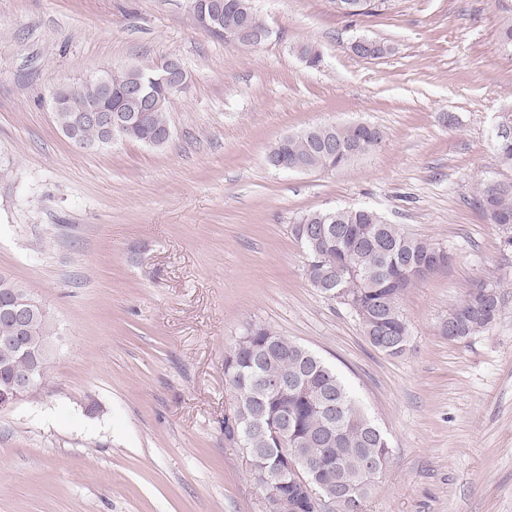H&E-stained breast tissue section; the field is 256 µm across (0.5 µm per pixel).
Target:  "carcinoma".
<instances>
[{
	"label": "carcinoma",
	"mask_w": 512,
	"mask_h": 512,
	"mask_svg": "<svg viewBox=\"0 0 512 512\" xmlns=\"http://www.w3.org/2000/svg\"><path fill=\"white\" fill-rule=\"evenodd\" d=\"M220 22L203 30L225 36L229 29H243L238 40L244 47L259 46L271 32L253 7V0H225ZM388 0H330L345 17L374 15ZM502 13L500 40L512 47V0H496ZM157 63L145 61L128 70V82L154 89L151 107L141 98L121 100L124 111L135 116L123 132L124 139L149 145L171 126L174 97L155 85ZM70 101L71 111L55 115L57 125L67 123L71 112L102 100L101 86L93 79L78 78L59 85ZM382 141L375 127L356 139L348 126H317L284 136L267 153L275 168L295 167L302 172L340 171L368 155ZM500 166L512 169V137L491 139ZM475 206L488 216L512 249V180L480 183ZM306 258L304 271L310 284L329 298L348 307L359 320L364 335L380 352L398 357L411 342V327L401 299L406 291L442 269L432 255L444 252L434 242L405 233L388 224L369 208L337 207L302 215L290 225ZM501 279L481 280L468 289L449 311L453 326L443 324L441 333L459 343L489 331L502 309ZM60 335L54 319L36 321L24 332L27 349L42 355V375L29 391L38 396L45 388L54 356L44 354L50 339ZM0 393L10 390L15 374L26 362L0 346ZM288 376V388L272 392L261 387L265 376ZM224 379L232 393L233 409L224 414V439L246 449L250 465L279 473L288 470V449L312 465L314 481L304 486L286 479L279 496L288 498L295 512H315L314 501L322 495L334 501L340 512H363L390 462L387 437L364 411L343 379L307 347L279 335L270 327L250 324L224 354Z\"/></svg>",
	"instance_id": "1"
}]
</instances>
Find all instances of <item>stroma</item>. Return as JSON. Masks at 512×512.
<instances>
[{"label":"stroma","mask_w":512,"mask_h":512,"mask_svg":"<svg viewBox=\"0 0 512 512\" xmlns=\"http://www.w3.org/2000/svg\"><path fill=\"white\" fill-rule=\"evenodd\" d=\"M272 35L203 33L190 0H0V273L63 336L46 391L0 412V512H268L224 440V353L252 323L317 353L387 433L365 512H512V250L471 204L512 177L491 137L512 107L494 0H389L347 19L329 0H255ZM358 35L394 46L353 55ZM317 46L320 68L294 50ZM177 56L190 76L160 148H76L54 87ZM364 122L383 139L337 172L283 173L281 137ZM369 207L449 262L403 296L390 357L313 288L301 215ZM503 278L493 328L440 333L474 283Z\"/></svg>","instance_id":"1"}]
</instances>
